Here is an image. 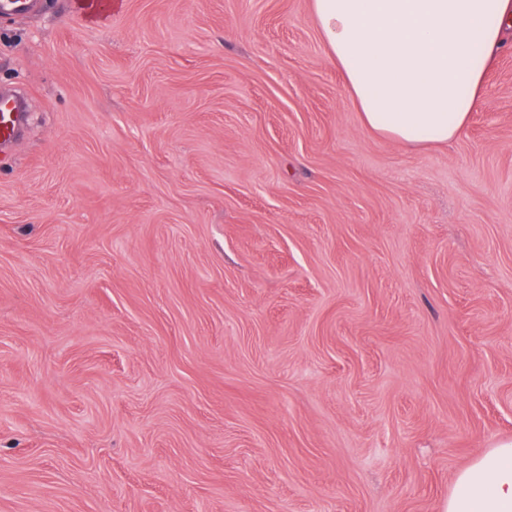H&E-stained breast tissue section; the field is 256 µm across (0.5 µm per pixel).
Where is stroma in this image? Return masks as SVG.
Segmentation results:
<instances>
[{"label":"stroma","mask_w":512,"mask_h":512,"mask_svg":"<svg viewBox=\"0 0 512 512\" xmlns=\"http://www.w3.org/2000/svg\"><path fill=\"white\" fill-rule=\"evenodd\" d=\"M0 18V512H442L512 441V41L363 128L312 0Z\"/></svg>","instance_id":"1"}]
</instances>
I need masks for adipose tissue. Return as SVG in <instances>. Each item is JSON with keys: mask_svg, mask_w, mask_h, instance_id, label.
<instances>
[{"mask_svg": "<svg viewBox=\"0 0 512 512\" xmlns=\"http://www.w3.org/2000/svg\"><path fill=\"white\" fill-rule=\"evenodd\" d=\"M312 10L363 125L410 148L462 134L512 38V0H312ZM442 512H512V442L460 470Z\"/></svg>", "mask_w": 512, "mask_h": 512, "instance_id": "obj_1", "label": "adipose tissue"}]
</instances>
